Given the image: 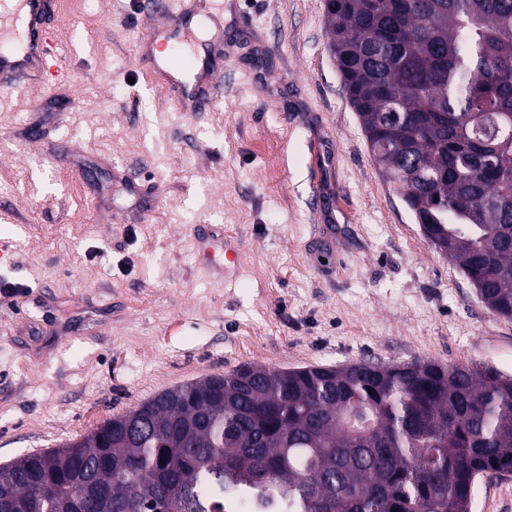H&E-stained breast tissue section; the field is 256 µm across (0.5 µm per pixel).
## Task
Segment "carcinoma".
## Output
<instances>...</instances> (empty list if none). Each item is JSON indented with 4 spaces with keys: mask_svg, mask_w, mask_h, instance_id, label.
Segmentation results:
<instances>
[{
    "mask_svg": "<svg viewBox=\"0 0 512 512\" xmlns=\"http://www.w3.org/2000/svg\"><path fill=\"white\" fill-rule=\"evenodd\" d=\"M326 24L384 175L511 319L512 0H329ZM484 474H512V373L245 366L1 464L0 512H471Z\"/></svg>",
    "mask_w": 512,
    "mask_h": 512,
    "instance_id": "carcinoma-1",
    "label": "carcinoma"
}]
</instances>
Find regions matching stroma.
Here are the masks:
<instances>
[{"label": "stroma", "instance_id": "stroma-1", "mask_svg": "<svg viewBox=\"0 0 512 512\" xmlns=\"http://www.w3.org/2000/svg\"><path fill=\"white\" fill-rule=\"evenodd\" d=\"M59 2L54 93H0V463L244 365L512 372V319L384 180L324 0H224L201 112L142 61L138 0ZM65 145L80 167L46 159ZM228 235L230 277L204 256ZM472 512H512V475L478 477Z\"/></svg>", "mask_w": 512, "mask_h": 512}]
</instances>
